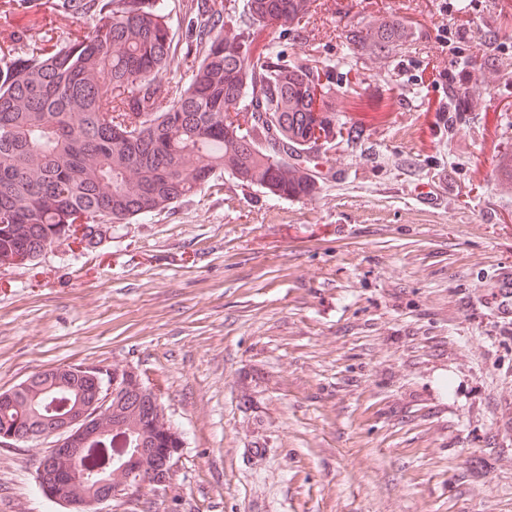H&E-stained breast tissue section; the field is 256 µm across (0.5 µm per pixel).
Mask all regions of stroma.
I'll return each mask as SVG.
<instances>
[{"label":"stroma","instance_id":"35a3bbf8","mask_svg":"<svg viewBox=\"0 0 512 512\" xmlns=\"http://www.w3.org/2000/svg\"><path fill=\"white\" fill-rule=\"evenodd\" d=\"M52 2L0 0V49L31 19L55 42L92 26ZM379 19L390 59L344 39ZM272 35L326 67L360 139L308 196L226 174L0 268V391L139 373L185 437L169 486L138 493L150 512H512V0H314ZM52 446L0 443V512H74L39 488Z\"/></svg>","mask_w":512,"mask_h":512}]
</instances>
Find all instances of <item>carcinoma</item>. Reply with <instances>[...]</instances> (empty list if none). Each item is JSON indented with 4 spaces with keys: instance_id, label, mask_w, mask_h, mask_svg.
<instances>
[{
    "instance_id": "cac0c4a2",
    "label": "carcinoma",
    "mask_w": 512,
    "mask_h": 512,
    "mask_svg": "<svg viewBox=\"0 0 512 512\" xmlns=\"http://www.w3.org/2000/svg\"><path fill=\"white\" fill-rule=\"evenodd\" d=\"M312 2L59 0V14L89 15L94 26L50 50L19 32L0 66V266L19 253L34 262L66 237L65 224L90 225L83 239L91 245L105 224L161 212L226 172L280 198L309 195L325 156L313 131L330 147L360 134L336 130L333 111L313 117L316 90L332 103L330 85L320 68L294 63L270 38L275 27L299 25ZM176 9L186 22L188 79L164 87ZM345 39L385 59L401 46L393 25L353 27ZM96 380L94 371L60 365L0 392V439L84 414ZM183 445L158 396L125 371L112 385V412L80 436L83 459L55 461L73 481L40 486L85 506L96 497L97 470L110 464L114 486L136 469L164 489L172 476L164 460H178Z\"/></svg>"
}]
</instances>
